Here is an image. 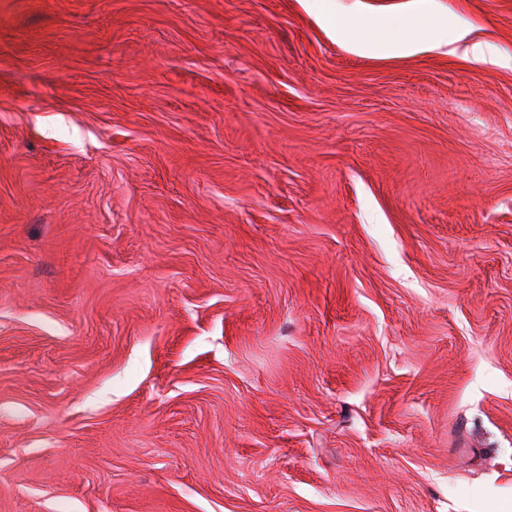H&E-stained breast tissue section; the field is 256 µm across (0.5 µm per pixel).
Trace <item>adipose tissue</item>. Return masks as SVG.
Listing matches in <instances>:
<instances>
[{"label":"adipose tissue","instance_id":"obj_1","mask_svg":"<svg viewBox=\"0 0 512 512\" xmlns=\"http://www.w3.org/2000/svg\"><path fill=\"white\" fill-rule=\"evenodd\" d=\"M308 3L334 35L359 52L408 56L459 53L477 62L512 67V56L486 43H465L458 30L449 28L447 20L436 18V0H406L397 22L372 18L377 35L371 40L359 36L350 15L337 0H308Z\"/></svg>","mask_w":512,"mask_h":512}]
</instances>
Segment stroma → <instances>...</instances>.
Here are the masks:
<instances>
[{"label": "stroma", "instance_id": "1", "mask_svg": "<svg viewBox=\"0 0 512 512\" xmlns=\"http://www.w3.org/2000/svg\"><path fill=\"white\" fill-rule=\"evenodd\" d=\"M511 504L512 69L0 0V512Z\"/></svg>", "mask_w": 512, "mask_h": 512}]
</instances>
